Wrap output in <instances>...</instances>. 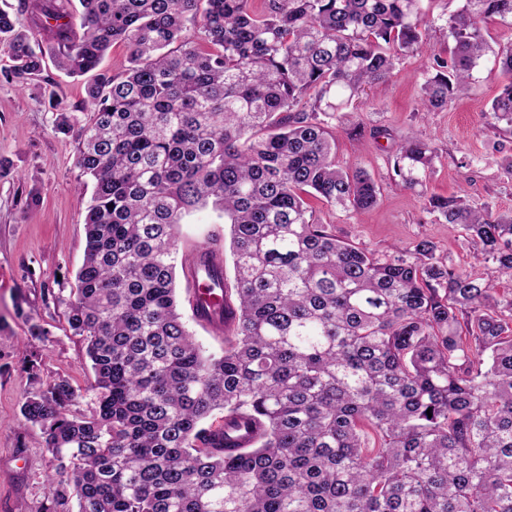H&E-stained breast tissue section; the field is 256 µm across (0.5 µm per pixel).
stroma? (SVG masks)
<instances>
[{"label": "stroma", "instance_id": "obj_1", "mask_svg": "<svg viewBox=\"0 0 512 512\" xmlns=\"http://www.w3.org/2000/svg\"><path fill=\"white\" fill-rule=\"evenodd\" d=\"M460 0H424L426 24L422 52L401 58L385 81L371 84L359 100L343 107L336 129V162L365 168L380 184L381 197L371 210L355 213L314 201L321 223L337 237L381 255L412 241L436 243L456 266L484 272L462 234L450 231L423 209L424 194L467 197L473 206L490 204L512 211V177L500 162L512 155V131L492 128L489 108L503 77L493 56H486L469 91L447 109L421 112L422 75L433 55L449 57L453 43L446 21ZM45 84L69 104L89 106L88 77H72L46 61ZM385 126L396 135L418 132L436 150L435 165L422 190H407L392 178L393 148L370 136H354V125ZM71 139L55 133L53 117L39 101L36 86L0 81V512H38L47 459L37 427H21L20 408L34 379L64 376L85 393L70 405L73 417L91 416L96 405L88 388L94 374L84 344L72 335L65 317L70 290L86 248L85 214L89 199ZM37 203L24 209L26 196ZM179 243L228 250V227L205 208L187 217ZM59 283L57 300H44L45 284ZM38 324L47 339L31 338Z\"/></svg>", "mask_w": 512, "mask_h": 512}]
</instances>
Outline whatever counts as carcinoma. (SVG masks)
<instances>
[{
    "label": "carcinoma",
    "instance_id": "carcinoma-1",
    "mask_svg": "<svg viewBox=\"0 0 512 512\" xmlns=\"http://www.w3.org/2000/svg\"><path fill=\"white\" fill-rule=\"evenodd\" d=\"M421 2L0 6L12 61L0 80L40 81L49 54L90 77L93 105L82 118L43 88L92 183L67 322L97 408L69 417L81 389L66 377L25 397L49 454L39 512H512V295L493 284L512 275V213L424 196L488 264L482 276L426 238L384 257L340 240L307 202L378 204L368 172L336 164L338 110L422 51ZM489 17L512 23V0H463L450 16L453 55L425 72L424 109L469 89ZM115 43L120 77L100 69ZM495 57L507 82L490 115L512 127V45ZM435 157L411 133L394 176L421 187ZM209 204L229 225L235 281L219 355L189 331L175 288L180 224ZM248 432L250 447L231 442Z\"/></svg>",
    "mask_w": 512,
    "mask_h": 512
}]
</instances>
